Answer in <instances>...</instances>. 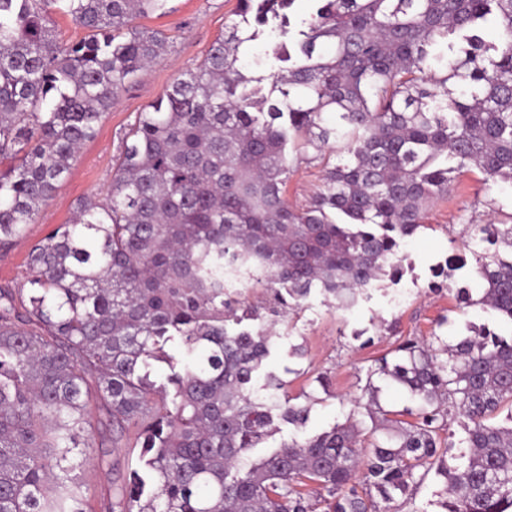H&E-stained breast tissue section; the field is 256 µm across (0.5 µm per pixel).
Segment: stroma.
Wrapping results in <instances>:
<instances>
[{
    "label": "stroma",
    "instance_id": "stroma-1",
    "mask_svg": "<svg viewBox=\"0 0 512 512\" xmlns=\"http://www.w3.org/2000/svg\"><path fill=\"white\" fill-rule=\"evenodd\" d=\"M170 13L140 19V26L163 31L169 50L140 77L132 88L122 92L110 112L103 117L95 138L77 156L70 174L60 183L51 201L39 211L26 239L10 250L0 251V286L27 288L25 262L33 242L59 225L68 223L78 200L104 197L111 182L115 159L124 134L134 124L138 112L176 78L202 62L214 40L223 34L225 23L235 18L237 0H171ZM292 172L286 197L296 209L309 205L322 191L320 160L292 156ZM512 213V185L484 183L479 171L457 176L447 195L436 200L425 213L422 227L401 247L404 275L399 283L376 281L369 298L347 310L336 308L324 296L313 295L298 312H289V328L281 329L271 348L265 368L282 373L285 366L300 369L301 377L291 378L290 394L306 388V372H328L330 398L314 405L306 425H282L280 438L320 433L345 422L353 401L366 383L380 386V403L397 412L412 407L405 389L382 382L371 375L376 359L389 353L408 337L439 336L453 345L469 333L470 325H484L499 334L511 326L496 314L480 307L460 309L454 293L432 289V269L454 255L465 257V269L454 272L456 284L468 282L469 267L475 259L468 248V227L472 224L504 222ZM447 325H440L441 317ZM304 344L307 355L293 361L291 345Z\"/></svg>",
    "mask_w": 512,
    "mask_h": 512
}]
</instances>
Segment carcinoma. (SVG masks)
<instances>
[{
  "label": "carcinoma",
  "instance_id": "1",
  "mask_svg": "<svg viewBox=\"0 0 512 512\" xmlns=\"http://www.w3.org/2000/svg\"><path fill=\"white\" fill-rule=\"evenodd\" d=\"M169 2L0 0V250L166 52L135 20ZM294 2L239 0L202 63L138 113L105 197L31 245L28 295L0 287V512H315L311 484L323 512H391L432 470L445 512H512V414L492 422L512 408V335L489 329L378 359L418 401L412 420L369 387L346 422L247 457L318 398L261 373L273 334L230 286L266 289L274 316L315 290L349 309L402 279L400 246L453 174L512 183V0H312L298 25ZM50 7L86 36L57 42ZM263 26L284 63L267 91L240 65ZM290 146L325 161L302 209L286 199ZM471 245L483 294L457 295L512 325V224L476 225ZM455 417L467 451L451 469ZM110 448L138 453L98 511L74 472L116 470Z\"/></svg>",
  "mask_w": 512,
  "mask_h": 512
}]
</instances>
